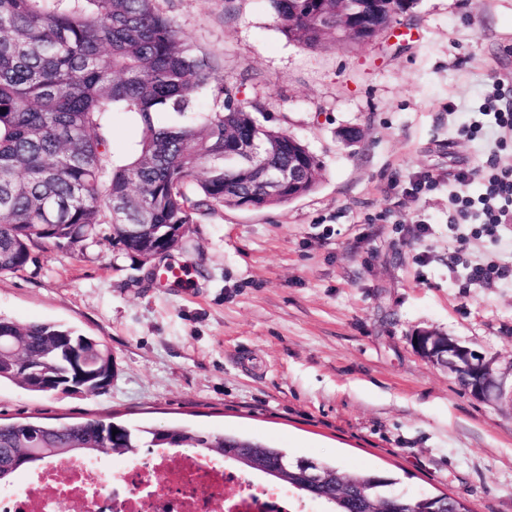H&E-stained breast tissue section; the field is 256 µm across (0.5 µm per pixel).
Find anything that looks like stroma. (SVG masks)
<instances>
[{
    "label": "stroma",
    "mask_w": 512,
    "mask_h": 512,
    "mask_svg": "<svg viewBox=\"0 0 512 512\" xmlns=\"http://www.w3.org/2000/svg\"><path fill=\"white\" fill-rule=\"evenodd\" d=\"M157 3L240 98L263 102V124L321 159V180L285 205L216 208L147 262L117 244L33 248L0 275V317L96 337L115 372L100 395L2 382L0 420L237 434L383 472L404 498L512 512V403L475 399L410 343L431 329L512 367V281L470 277L512 261V231L494 242L448 220L460 170L476 197L490 161L512 165L497 129L464 131L512 82V0H417L370 43L317 49L286 39L268 0ZM108 124L123 163L140 128L125 112ZM344 127L361 142L345 145ZM170 265L188 267L184 283L160 279Z\"/></svg>",
    "instance_id": "35a3bbf8"
}]
</instances>
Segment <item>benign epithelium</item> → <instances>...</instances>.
<instances>
[{
	"label": "benign epithelium",
	"instance_id": "obj_1",
	"mask_svg": "<svg viewBox=\"0 0 512 512\" xmlns=\"http://www.w3.org/2000/svg\"><path fill=\"white\" fill-rule=\"evenodd\" d=\"M348 0H336V37H347L355 44L373 41L407 12L414 0H361L358 9L347 10ZM270 150L253 137L238 134L224 137V158L231 161L239 176H251L260 189L240 199L239 207L258 210L263 200L285 190L294 197L303 196L309 178V150L293 139L288 143V166L274 172L259 169L257 159ZM413 349L425 359L448 369L457 380L469 385L481 400H512L506 378L494 368L495 359L434 330L421 329L414 334Z\"/></svg>",
	"mask_w": 512,
	"mask_h": 512
}]
</instances>
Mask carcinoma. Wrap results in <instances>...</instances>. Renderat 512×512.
<instances>
[{"instance_id":"1","label":"carcinoma","mask_w":512,"mask_h":512,"mask_svg":"<svg viewBox=\"0 0 512 512\" xmlns=\"http://www.w3.org/2000/svg\"><path fill=\"white\" fill-rule=\"evenodd\" d=\"M281 33L306 48L320 47L336 21L303 14L288 18L290 0H269ZM212 107L198 122L162 126L159 112L183 117L199 98ZM264 111L217 74L211 58L181 34L155 0H0V275L25 267L33 248L51 244L71 253L116 243L133 255L168 231L174 244L194 215L234 209L224 194L234 169L224 163V134L253 131L269 144L288 132L253 123ZM129 112L141 127L131 159L108 155L107 117ZM9 343L0 347V382L58 394L69 376L58 344H82L103 377L114 370L111 348L64 325L0 319ZM36 361L41 375L16 366ZM117 429L119 433L112 434ZM140 448H188L245 468L274 469L289 459L282 448L248 439L201 435L185 428L137 429L112 420L68 424L0 422V482L23 468L64 458L134 454ZM321 479L299 489L330 512H471L449 496L408 499L392 494L384 475L317 462Z\"/></svg>"}]
</instances>
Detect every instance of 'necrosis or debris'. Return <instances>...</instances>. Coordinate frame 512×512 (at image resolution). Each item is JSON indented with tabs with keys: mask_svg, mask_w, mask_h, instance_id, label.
I'll return each mask as SVG.
<instances>
[{
	"mask_svg": "<svg viewBox=\"0 0 512 512\" xmlns=\"http://www.w3.org/2000/svg\"><path fill=\"white\" fill-rule=\"evenodd\" d=\"M311 512L288 489L253 478L221 457L153 450L141 461L71 459L29 473L18 491L0 495V512Z\"/></svg>",
	"mask_w": 512,
	"mask_h": 512,
	"instance_id": "1",
	"label": "necrosis or debris"
}]
</instances>
